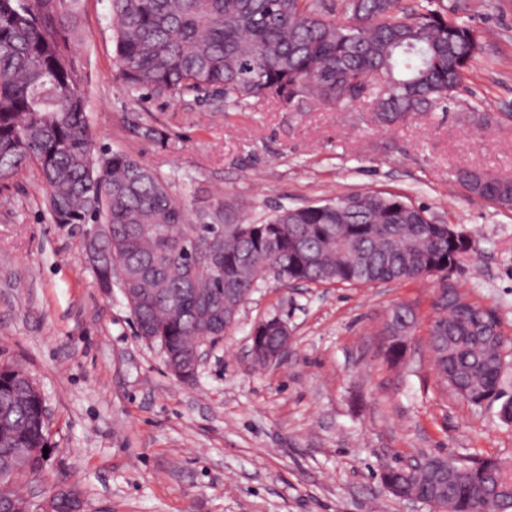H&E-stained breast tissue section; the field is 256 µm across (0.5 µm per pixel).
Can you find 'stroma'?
Instances as JSON below:
<instances>
[{
	"label": "stroma",
	"mask_w": 512,
	"mask_h": 512,
	"mask_svg": "<svg viewBox=\"0 0 512 512\" xmlns=\"http://www.w3.org/2000/svg\"><path fill=\"white\" fill-rule=\"evenodd\" d=\"M479 33V62L447 111L381 128L371 109L300 110L220 97L131 92L118 78L109 0H80L74 44L95 148L120 149L160 173L195 212L246 204L250 221L364 190L406 195L471 245L450 282L495 307L512 339V212L468 195L463 167L512 176V0H444ZM160 131L145 138L146 127ZM82 226L55 223L39 172L0 180V361L39 383L51 416L40 501L76 487L83 512H430L389 495L384 464L428 454L465 464L512 460V424L472 407L431 368L432 279L359 288L266 279L195 381L165 368L136 336L119 288H100ZM399 302L420 325L402 365L385 353ZM287 322L288 354L256 365L251 332Z\"/></svg>",
	"instance_id": "obj_1"
}]
</instances>
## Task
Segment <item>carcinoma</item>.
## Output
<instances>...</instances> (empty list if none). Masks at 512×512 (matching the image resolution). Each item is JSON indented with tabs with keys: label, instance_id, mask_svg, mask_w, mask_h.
<instances>
[{
	"label": "carcinoma",
	"instance_id": "carcinoma-1",
	"mask_svg": "<svg viewBox=\"0 0 512 512\" xmlns=\"http://www.w3.org/2000/svg\"><path fill=\"white\" fill-rule=\"evenodd\" d=\"M80 0H0V177L37 165L57 224L100 226L99 284L114 266L136 336L164 361L224 338V320L268 273L288 284L352 287L432 277L436 284L429 349L441 384L481 407L502 399L508 341L492 307L460 300L450 275L470 243L406 196L357 192L294 207H273L261 222L241 206L195 219L169 182L132 155H93L86 98L72 42ZM441 0H111L118 77L132 91L181 96L218 91L224 106L274 100L300 109L315 103H372L373 120L393 126L444 109L478 60L477 31L448 16ZM456 182L471 196L512 211V178L461 168ZM409 303L389 312L385 331L417 327ZM259 332L252 348L274 349ZM46 401L27 389L15 366L0 363V462L24 459L36 481L50 446ZM410 472L386 465L385 489L420 491L456 512L490 504L512 512V466L497 459L469 465L458 479L436 455Z\"/></svg>",
	"mask_w": 512,
	"mask_h": 512
}]
</instances>
